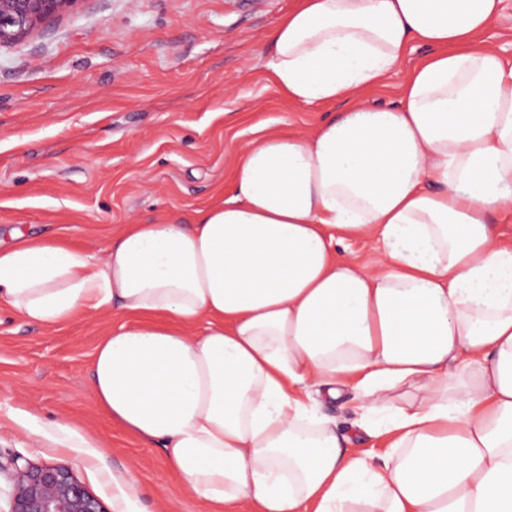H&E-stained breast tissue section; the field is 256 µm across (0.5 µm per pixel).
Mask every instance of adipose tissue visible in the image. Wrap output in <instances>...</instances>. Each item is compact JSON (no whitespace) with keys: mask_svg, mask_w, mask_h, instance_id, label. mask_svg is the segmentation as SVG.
Listing matches in <instances>:
<instances>
[{"mask_svg":"<svg viewBox=\"0 0 512 512\" xmlns=\"http://www.w3.org/2000/svg\"><path fill=\"white\" fill-rule=\"evenodd\" d=\"M503 0H294L266 68L291 100L235 192L102 254L15 234L0 302L54 328L116 309L98 408L161 449L205 512H512V59ZM397 105L368 106L410 44ZM371 239L386 262L341 258ZM353 390L350 432L321 414ZM385 454L349 452L354 434ZM503 17L491 24L485 33L488 44L496 47L504 56L512 58V0H504Z\"/></svg>","mask_w":512,"mask_h":512,"instance_id":"adipose-tissue-1","label":"adipose tissue"}]
</instances>
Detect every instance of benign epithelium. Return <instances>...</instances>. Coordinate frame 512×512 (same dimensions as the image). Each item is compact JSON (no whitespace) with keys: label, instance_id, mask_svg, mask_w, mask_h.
<instances>
[{"label":"benign epithelium","instance_id":"7a95c632","mask_svg":"<svg viewBox=\"0 0 512 512\" xmlns=\"http://www.w3.org/2000/svg\"><path fill=\"white\" fill-rule=\"evenodd\" d=\"M80 0H0V46L33 32ZM8 512H109L71 468L35 464L22 456L10 461Z\"/></svg>","mask_w":512,"mask_h":512}]
</instances>
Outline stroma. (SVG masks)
Returning <instances> with one entry per match:
<instances>
[{
    "label": "stroma",
    "instance_id": "stroma-1",
    "mask_svg": "<svg viewBox=\"0 0 512 512\" xmlns=\"http://www.w3.org/2000/svg\"><path fill=\"white\" fill-rule=\"evenodd\" d=\"M293 0H79L0 46V241L100 253L123 225L191 222L233 192L261 127L305 133L346 100H288L266 72ZM111 312L47 329L0 305V462L65 465L110 512H204L161 451L102 414L89 382ZM76 432L54 440L56 424ZM128 469L123 497L112 473Z\"/></svg>",
    "mask_w": 512,
    "mask_h": 512
}]
</instances>
